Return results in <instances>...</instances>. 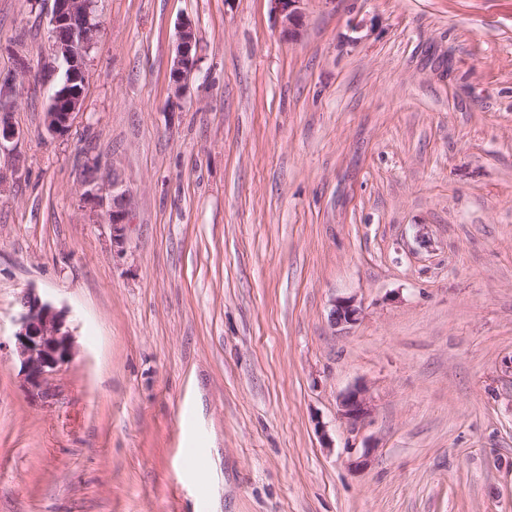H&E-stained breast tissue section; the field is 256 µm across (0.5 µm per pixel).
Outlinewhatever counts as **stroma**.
Returning a JSON list of instances; mask_svg holds the SVG:
<instances>
[{"mask_svg":"<svg viewBox=\"0 0 512 512\" xmlns=\"http://www.w3.org/2000/svg\"><path fill=\"white\" fill-rule=\"evenodd\" d=\"M50 9L0 0V342L32 289L77 350L46 397L0 352V512H512V0H303L292 40L267 0H95L56 138ZM198 40L194 25L190 20L179 23L175 55L171 59L168 71V85L172 98H181L187 88V82L197 68ZM105 186L110 191L108 200L100 195ZM81 187L83 200L103 210V220L112 229V248L123 249L126 228L131 222L133 193L122 170L113 162L111 165L92 158L84 166ZM362 315V308L352 297L335 299L330 310L333 327L356 324ZM374 412L369 389L357 384L339 398V414L349 425L357 426L369 420Z\"/></svg>","mask_w":512,"mask_h":512,"instance_id":"35a3bbf8","label":"stroma"}]
</instances>
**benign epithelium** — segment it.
<instances>
[{
  "instance_id": "7a95c632",
  "label": "benign epithelium",
  "mask_w": 512,
  "mask_h": 512,
  "mask_svg": "<svg viewBox=\"0 0 512 512\" xmlns=\"http://www.w3.org/2000/svg\"><path fill=\"white\" fill-rule=\"evenodd\" d=\"M51 54L59 66L49 74L54 77L62 71L48 99L43 113V126L52 136L66 134L76 116L84 108L85 60L99 30L92 12V0H50ZM271 12L280 20L283 33L296 36L301 26L302 0H269ZM198 40L194 25L189 20L179 23L175 55L168 71V85L172 97L183 96L187 82L197 68ZM10 106L0 93V142L11 140L16 132L9 120ZM83 200L103 210L102 217L112 229V247L121 248L126 240V228L131 223L133 193L124 173L114 164L98 158L88 160L81 181ZM362 308L352 297L332 303V326L356 324ZM14 334V348L20 363L24 385L36 396L49 395V378L74 356L73 334L67 322V311L42 300L29 290L19 298ZM374 412L369 389L357 384L339 398V414L349 425L357 426L369 420Z\"/></svg>"
}]
</instances>
